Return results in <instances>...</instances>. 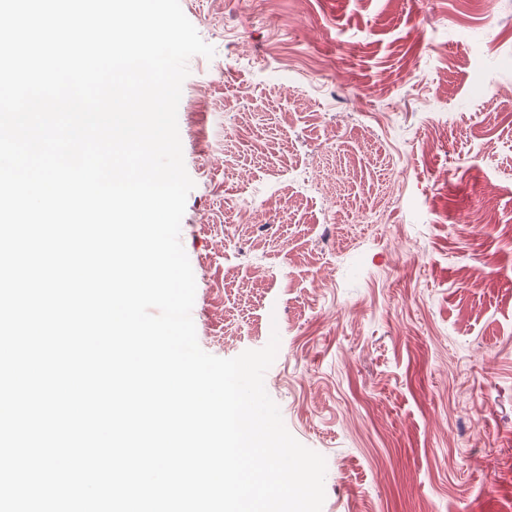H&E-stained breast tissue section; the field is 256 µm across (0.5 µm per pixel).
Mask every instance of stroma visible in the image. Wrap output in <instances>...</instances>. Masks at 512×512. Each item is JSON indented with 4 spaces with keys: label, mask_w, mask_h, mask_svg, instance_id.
Masks as SVG:
<instances>
[{
    "label": "stroma",
    "mask_w": 512,
    "mask_h": 512,
    "mask_svg": "<svg viewBox=\"0 0 512 512\" xmlns=\"http://www.w3.org/2000/svg\"><path fill=\"white\" fill-rule=\"evenodd\" d=\"M180 4L200 347L278 333L322 512H512V0Z\"/></svg>",
    "instance_id": "stroma-1"
}]
</instances>
